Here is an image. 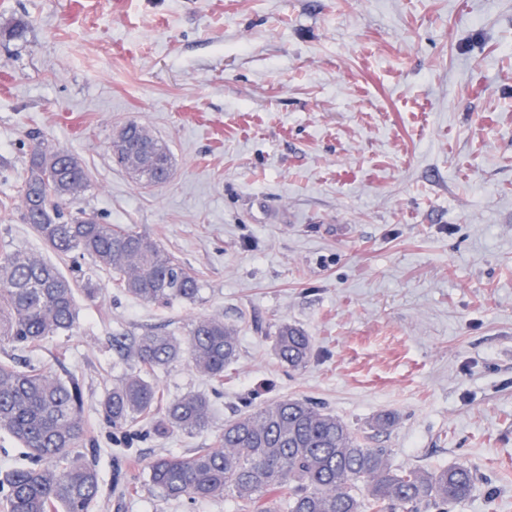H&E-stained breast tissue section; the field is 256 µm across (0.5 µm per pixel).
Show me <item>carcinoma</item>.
<instances>
[{"mask_svg": "<svg viewBox=\"0 0 512 512\" xmlns=\"http://www.w3.org/2000/svg\"><path fill=\"white\" fill-rule=\"evenodd\" d=\"M33 141L21 183L24 219L39 239L60 255L90 256L117 274L116 286L148 304L193 301L201 280L159 243L129 228L103 224L80 211L65 216L89 182L69 152ZM114 161L136 182L149 185L171 170L167 145L137 123L112 142ZM92 297L91 279H70L41 257L0 251V346L30 350L78 327L76 291ZM112 349L132 367L112 385L102 403L114 429L145 421L158 438L207 429L212 404L188 393L160 404L152 376L187 360L199 374L224 383L234 362L238 336L224 320H196L187 336L149 331L137 339L112 337ZM275 349L281 362L298 370L311 354L300 329L279 325ZM0 432L15 438L31 465L0 478L3 512H89L99 478L78 447L87 434L82 389L41 368L10 357L0 361ZM390 450L370 448L335 415L289 397L242 411L222 428L215 448L188 455H160L149 462L150 484L173 499L205 501L231 495L242 512H449L466 501L475 475L467 467L434 471L394 470Z\"/></svg>", "mask_w": 512, "mask_h": 512, "instance_id": "cac0c4a2", "label": "carcinoma"}]
</instances>
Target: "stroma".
Wrapping results in <instances>:
<instances>
[{"instance_id": "35a3bbf8", "label": "stroma", "mask_w": 512, "mask_h": 512, "mask_svg": "<svg viewBox=\"0 0 512 512\" xmlns=\"http://www.w3.org/2000/svg\"><path fill=\"white\" fill-rule=\"evenodd\" d=\"M130 121L170 149L166 183L113 163ZM34 133L85 165L76 209L157 240L197 300L143 303L41 242L19 195ZM2 248L96 288L26 354L82 385L90 512H235L164 499L144 468L216 447L248 397L310 400L396 469H471L452 512H512V0H0ZM213 315L239 336L223 386L184 361L156 382L211 396L215 424L113 430L101 403L131 367L113 336ZM282 323L311 339L300 370L273 351Z\"/></svg>"}]
</instances>
